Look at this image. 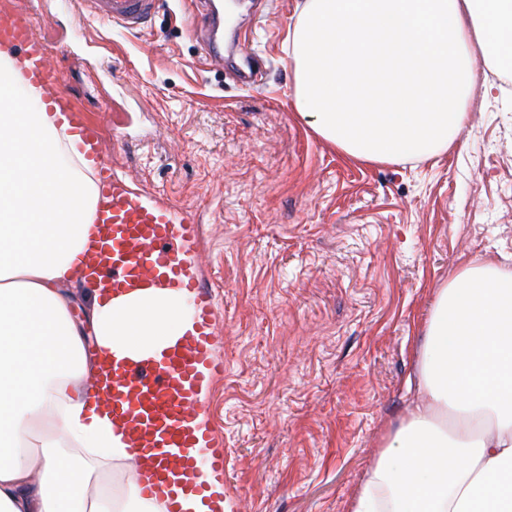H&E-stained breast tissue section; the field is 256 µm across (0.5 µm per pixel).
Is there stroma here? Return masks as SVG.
<instances>
[{
  "instance_id": "stroma-1",
  "label": "stroma",
  "mask_w": 512,
  "mask_h": 512,
  "mask_svg": "<svg viewBox=\"0 0 512 512\" xmlns=\"http://www.w3.org/2000/svg\"><path fill=\"white\" fill-rule=\"evenodd\" d=\"M299 2L241 0L223 39L247 53L222 68L202 50L199 0H158L134 28L81 0H8L113 171L196 215L222 309L208 420L231 512H346L415 397L436 288L470 261L512 268V75L479 65L495 88L475 91L448 153L347 160L294 107Z\"/></svg>"
}]
</instances>
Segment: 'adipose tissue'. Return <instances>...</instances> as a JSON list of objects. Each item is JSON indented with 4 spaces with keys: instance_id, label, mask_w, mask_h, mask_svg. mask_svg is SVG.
I'll return each mask as SVG.
<instances>
[{
    "instance_id": "adipose-tissue-1",
    "label": "adipose tissue",
    "mask_w": 512,
    "mask_h": 512,
    "mask_svg": "<svg viewBox=\"0 0 512 512\" xmlns=\"http://www.w3.org/2000/svg\"><path fill=\"white\" fill-rule=\"evenodd\" d=\"M299 116L356 162L426 161L463 125L476 63L512 62V0H304L288 29ZM68 124L0 49V512H160L86 378L191 326L183 288L85 277L98 191ZM88 303L69 312V288ZM416 401L346 512H512V270L472 261L434 295Z\"/></svg>"
}]
</instances>
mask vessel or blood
Instances as JSON below:
<instances>
[{
  "label": "vessel or blood",
  "instance_id": "b4317fda",
  "mask_svg": "<svg viewBox=\"0 0 512 512\" xmlns=\"http://www.w3.org/2000/svg\"><path fill=\"white\" fill-rule=\"evenodd\" d=\"M83 2L93 18L128 26L141 23L155 6V0ZM5 44L23 50L24 76L43 87L71 125L77 148L99 166V247L87 257V267L116 295L131 288H185L194 295L192 330L159 355L113 360L110 386L93 394L94 402H110L113 419L135 452L142 495L166 485L165 512H180L182 496L204 490L191 479L198 466L224 470L223 445L199 421L208 410L199 390L223 373L224 360L214 350L213 329L221 311L202 276L197 219L136 191L103 164L97 123L59 91L58 74L48 63L45 45L33 35L27 14L0 17V46Z\"/></svg>",
  "mask_w": 512,
  "mask_h": 512
}]
</instances>
